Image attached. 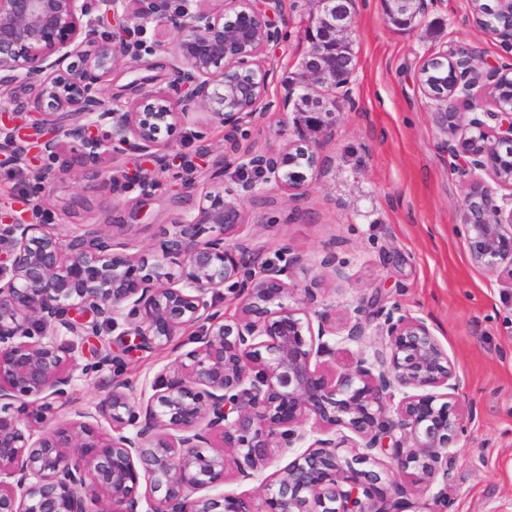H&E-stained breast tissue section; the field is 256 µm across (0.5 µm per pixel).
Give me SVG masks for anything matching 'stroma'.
Returning a JSON list of instances; mask_svg holds the SVG:
<instances>
[{"label": "stroma", "mask_w": 512, "mask_h": 512, "mask_svg": "<svg viewBox=\"0 0 512 512\" xmlns=\"http://www.w3.org/2000/svg\"><path fill=\"white\" fill-rule=\"evenodd\" d=\"M317 0H281L272 10L280 32L266 55L273 64L263 116L242 126L237 139L256 151L284 152L314 132L295 111L280 112L278 99L300 95L298 62L307 49L304 24ZM467 0H428L416 29L392 24L383 0H354V23L345 34L356 69L337 94L336 122L321 147L323 169L307 171L301 190L268 182L256 198L243 201L245 222L237 234L260 262L290 266L293 298L313 291L329 308L330 321L344 329L354 308L371 296L427 320L465 382L459 397L465 428L448 465V489L411 490L402 512H512V297L495 273L469 259L460 204L469 181L450 167L444 136L432 120L435 103L418 82L427 59L442 49L462 50L488 63L512 65V51L468 21ZM180 35L163 22L148 24L140 60L117 70L106 86L121 100L135 97L136 70L166 72ZM224 128L202 108L166 135L170 166L156 173L150 194L116 182L135 167L132 154L103 152L96 167L55 168L44 205L54 233L67 235L96 225L127 246L145 264L160 257L164 233L195 208L205 186L232 192L248 177L230 154ZM225 159L223 176L211 164ZM334 253L344 271L336 278L320 264ZM73 368L77 406L95 410L112 391L109 370L90 369L89 354L72 349L71 337L55 338ZM98 345L123 359L136 401L153 393L156 374L172 360L170 351L131 347L104 331Z\"/></svg>", "instance_id": "obj_1"}]
</instances>
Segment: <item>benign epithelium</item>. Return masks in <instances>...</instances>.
<instances>
[{"mask_svg": "<svg viewBox=\"0 0 512 512\" xmlns=\"http://www.w3.org/2000/svg\"><path fill=\"white\" fill-rule=\"evenodd\" d=\"M126 2L0 0V97L11 105L0 112V150L14 164L36 167L27 209L0 213V512H94L101 494L114 512H401L403 487L362 465L397 428L402 436L392 443L393 458L411 482L448 480L464 415L463 380L447 350L425 319L375 296L354 308L344 340L360 341L374 316L384 350L375 362L361 357L337 375L322 369V359H336L328 311H309L311 293L290 302V271L258 264L246 244L232 240L244 224L241 202L258 195V179L300 187L303 170L322 164L316 148L249 153L245 166L256 178L241 180L233 195L201 193L197 213L173 225L160 245L164 257H185L177 276L162 260L140 264L94 226L68 236L48 231L41 193L60 159L59 135L87 167L99 163L104 147L161 162L162 134L179 119L206 107L236 128L256 118L266 99L265 51L279 31L255 0L196 9L192 0H136L140 28L165 19L182 32L168 65L170 88L157 89L155 77L143 76L134 81L138 98L117 108L106 103L107 78L120 59L136 60L144 47L100 23L126 18ZM478 2L469 0L473 21L512 50V27L488 23ZM319 3L303 29L308 49L300 66L321 92L300 115L325 133L333 126L336 90L354 71L341 38L353 14L352 0ZM384 3L390 21L406 28L420 25L427 6ZM438 58L455 76L433 117L446 136L448 163L470 174L460 207L469 258L497 273L512 294V103H495L489 122L475 118L467 128L456 111L477 83H512V67H483L472 54L446 50L430 60ZM501 190L511 194L499 201ZM225 285L239 310L232 319L215 300ZM192 327L202 331L199 345L157 374L145 403L131 399L125 363L96 354L92 366L112 368V394L98 407L112 420L110 434L73 408V373L60 346L45 340L63 329L85 343L108 328L163 350ZM45 394L73 410L74 419L36 437L33 424L42 415L27 404ZM309 419L321 437L274 473L260 497L210 493L224 484L228 466L237 481H251L274 449L303 444ZM343 429L350 435L336 437Z\"/></svg>", "mask_w": 512, "mask_h": 512, "instance_id": "1", "label": "benign epithelium"}]
</instances>
